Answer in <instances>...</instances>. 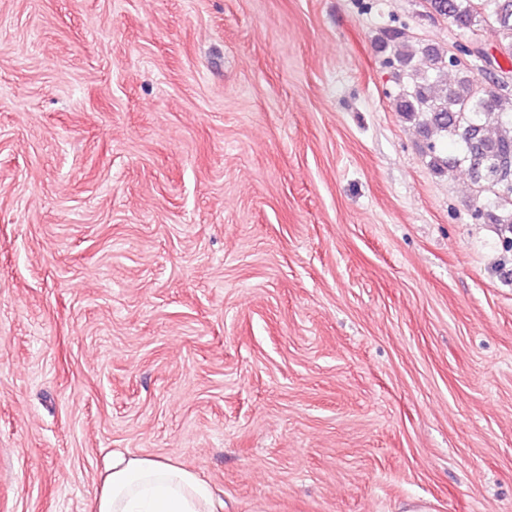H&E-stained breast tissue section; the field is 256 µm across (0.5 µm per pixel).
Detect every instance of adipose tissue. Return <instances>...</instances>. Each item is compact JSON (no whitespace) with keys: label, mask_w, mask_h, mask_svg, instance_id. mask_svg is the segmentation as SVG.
Here are the masks:
<instances>
[{"label":"adipose tissue","mask_w":512,"mask_h":512,"mask_svg":"<svg viewBox=\"0 0 512 512\" xmlns=\"http://www.w3.org/2000/svg\"><path fill=\"white\" fill-rule=\"evenodd\" d=\"M224 503L197 474L152 459L113 457L94 512H223Z\"/></svg>","instance_id":"obj_1"}]
</instances>
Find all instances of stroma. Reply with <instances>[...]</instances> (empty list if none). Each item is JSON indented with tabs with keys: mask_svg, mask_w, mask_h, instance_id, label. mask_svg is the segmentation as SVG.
<instances>
[{
	"mask_svg": "<svg viewBox=\"0 0 512 512\" xmlns=\"http://www.w3.org/2000/svg\"><path fill=\"white\" fill-rule=\"evenodd\" d=\"M424 0H0V512L113 455L224 512H512V250L396 110Z\"/></svg>",
	"mask_w": 512,
	"mask_h": 512,
	"instance_id": "stroma-1",
	"label": "stroma"
}]
</instances>
